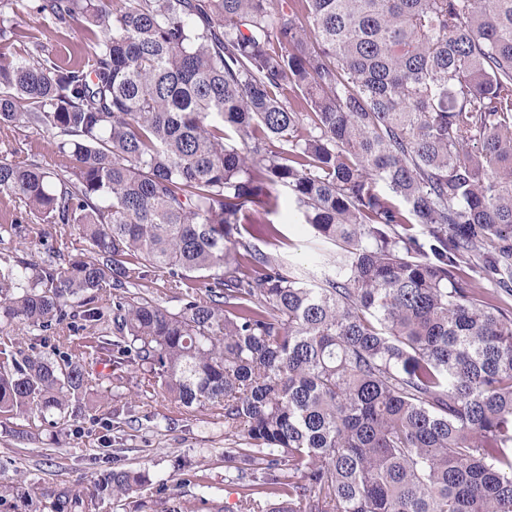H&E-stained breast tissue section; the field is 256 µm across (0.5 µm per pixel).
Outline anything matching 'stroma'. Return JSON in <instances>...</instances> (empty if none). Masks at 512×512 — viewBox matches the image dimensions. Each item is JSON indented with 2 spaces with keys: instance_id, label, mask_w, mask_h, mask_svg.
<instances>
[{
  "instance_id": "1",
  "label": "stroma",
  "mask_w": 512,
  "mask_h": 512,
  "mask_svg": "<svg viewBox=\"0 0 512 512\" xmlns=\"http://www.w3.org/2000/svg\"><path fill=\"white\" fill-rule=\"evenodd\" d=\"M19 22L40 32L45 45L64 59L83 42L80 26L60 34L32 10ZM16 156L36 158L47 167L54 164L46 136L28 129L0 131V157ZM250 219V242L260 253L301 271L311 284L334 276L336 246L314 243L287 189H280L272 213L254 211ZM269 223L278 236L264 234ZM92 397L98 410L65 426L55 428L37 417L0 423V484L8 488L0 497V512H50V493L85 488L117 465L141 470L145 484L121 501H102L91 512H152L161 495L188 500L201 484L224 512H238L244 489L225 478L224 450L234 440L225 436L219 410L184 408L164 392L142 386L140 373L132 370L120 386L108 392L95 388ZM189 471L196 473L198 485H182Z\"/></svg>"
}]
</instances>
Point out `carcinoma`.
Masks as SVG:
<instances>
[{"label": "carcinoma", "mask_w": 512, "mask_h": 512, "mask_svg": "<svg viewBox=\"0 0 512 512\" xmlns=\"http://www.w3.org/2000/svg\"><path fill=\"white\" fill-rule=\"evenodd\" d=\"M27 2L0 0V129L56 161L0 159L28 207L0 236L75 224L79 249L0 253V324L39 332L0 334V418L66 425L93 361L61 331L107 324L115 378L224 411L240 512H512V0H37L84 30L71 65ZM282 187L340 246L318 286L246 237Z\"/></svg>", "instance_id": "obj_1"}]
</instances>
